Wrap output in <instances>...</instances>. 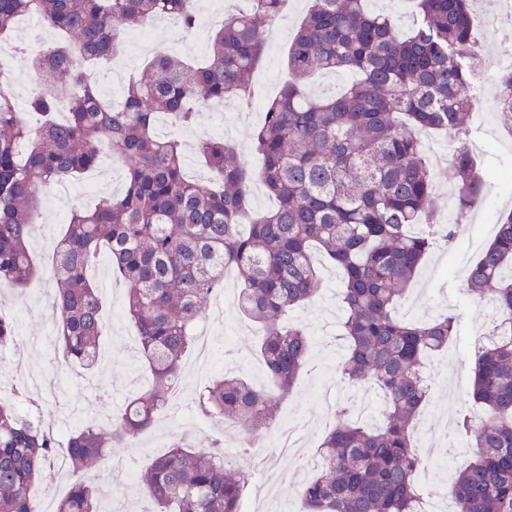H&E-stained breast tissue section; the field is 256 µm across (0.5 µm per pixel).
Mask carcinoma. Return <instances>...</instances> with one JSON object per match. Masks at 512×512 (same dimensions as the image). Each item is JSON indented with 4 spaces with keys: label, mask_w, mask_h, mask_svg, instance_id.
Segmentation results:
<instances>
[{
    "label": "carcinoma",
    "mask_w": 512,
    "mask_h": 512,
    "mask_svg": "<svg viewBox=\"0 0 512 512\" xmlns=\"http://www.w3.org/2000/svg\"><path fill=\"white\" fill-rule=\"evenodd\" d=\"M197 0H0V46L15 22L35 17L59 42L29 57L49 74L26 112L16 110L13 79L0 69V288H23L38 276L29 241L39 192L96 169L103 158L125 164L123 191L90 210H76L56 245L51 277L57 351L87 369L105 335L102 299L90 271L106 254L126 286L125 311L152 377L112 424V442L150 429L167 401L194 328L224 288V269L242 277L241 310L262 326L259 350L282 393L303 374L310 340L285 327L295 307L320 290L313 251L342 273L341 339L346 352L336 378L349 388H375L385 399L368 427L345 409L319 448L316 473L298 485L305 512H424L422 459L413 432L428 385L427 357L458 337V319L407 322L394 314L432 245L453 244L457 226L434 224L432 166L418 132L446 131L459 146L445 171L460 214L481 199L484 179L466 146L470 66L475 48L469 0H415L412 27L368 8V0H309L288 49L291 78L268 101L254 144L253 171L222 138L196 151L211 177H188L182 143L156 132L165 116L182 128L198 109L230 100L250 103L252 73L284 0H253L224 11L207 62L191 66L158 54L125 83L119 104L104 99L97 79L77 61H105L125 28L168 17L190 33ZM351 72L337 91L313 97L309 77ZM499 88L500 115L512 121V72ZM260 182L277 206L256 217L250 189ZM466 293L494 307L486 344L473 356L469 394L479 418L459 410L445 445L473 442V460L449 483L456 512H512V214L466 273ZM15 322L0 314V347L13 344ZM200 408L248 431L272 424L273 399L237 375L204 387ZM107 438L87 426L68 438L77 474L54 512H99L102 492L78 473L109 456ZM55 439L0 399V512H35L34 497ZM152 508L143 512H241L247 471L224 460L220 443L189 448L179 438L138 473Z\"/></svg>",
    "instance_id": "cac0c4a2"
}]
</instances>
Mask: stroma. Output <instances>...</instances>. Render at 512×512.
Masks as SVG:
<instances>
[{"label": "stroma", "instance_id": "1", "mask_svg": "<svg viewBox=\"0 0 512 512\" xmlns=\"http://www.w3.org/2000/svg\"><path fill=\"white\" fill-rule=\"evenodd\" d=\"M306 9L307 0H288L274 27L263 31L266 51L253 78L258 104L249 107L232 101L216 112L201 110L196 126L188 131L189 136H199L201 129L209 125L230 129L240 143L241 158L250 168L260 167L262 159L253 148V134L264 121L261 100L274 96L288 78V47ZM488 12L499 13L501 25L476 31L481 51L471 61V93L475 105L469 123V146L484 162L488 175L482 199L466 216H459L453 189L445 180L437 181L433 197L436 218L442 224H457L456 243L449 252L438 247L429 251L406 295L408 302L418 301L420 319L449 313L458 315L463 341L486 321L487 312L483 304L466 294L465 284L458 280L456 272L470 266L491 240L500 217L512 212V126L502 122L492 105L499 75L512 70V0H477L474 17ZM123 181L124 170L116 164L112 167L111 183L89 189L83 179L77 178L69 180V193H61L57 188L41 192L40 214L33 229L31 250L42 270L34 285L41 288L45 296L54 293L48 273L54 246L65 230L71 210L77 206L94 207ZM108 270V265L103 264L94 274L97 285L107 284L112 288V300L104 305V313L111 316L112 326L100 346L107 359L90 373L56 356L53 345L58 328L51 306L26 305L28 292L24 289L4 293L8 307L15 310L13 320L18 341L25 342L33 336L41 339L38 348L29 351L28 356L30 367L42 374L44 384L41 389L26 392L23 408L34 415L43 414L44 428H53L56 421L66 419L70 422V431H74L96 423L101 417L117 418L129 398L148 385L146 372L131 343L135 330L123 312L125 287L120 280L108 279ZM320 276L322 286L317 298L288 315L289 323L306 329L312 339L310 369L287 396L278 399L274 408L279 418L291 415L308 419L309 426L303 435V457L280 459L283 479L275 500H263L259 485L247 489L244 504L252 512H302L295 477L312 474L311 469L303 467V458L317 457L318 447L335 424L341 406L365 396L364 390H347L336 382V360L344 351L339 338L344 317L339 304L341 273L324 263L320 266ZM238 291V282L225 283L224 323L211 331L213 365L190 369L183 376L181 399L185 417L199 418L196 394L220 374L231 371L257 384L268 382L256 350L260 330L239 312ZM463 341L449 345L437 358L427 361L431 372L447 373L448 381L432 387L418 417L419 423L454 418L457 410L467 403L471 359ZM177 427L174 420H156L153 427L131 445L114 446L109 463L94 468V475L112 487H121L126 464L138 469L150 466L167 452L171 434Z\"/></svg>", "mask_w": 512, "mask_h": 512}]
</instances>
